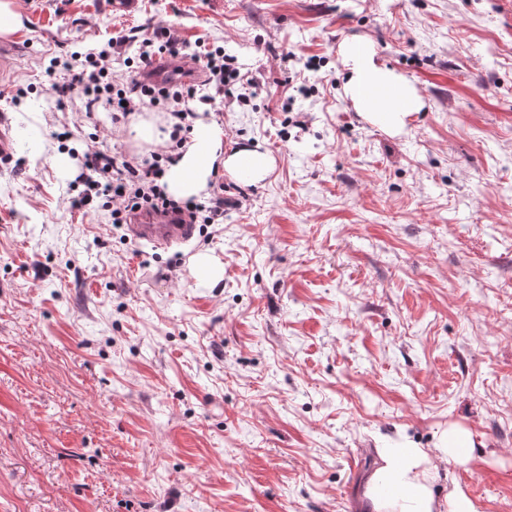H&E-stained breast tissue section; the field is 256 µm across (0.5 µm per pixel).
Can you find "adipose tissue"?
I'll return each instance as SVG.
<instances>
[{
    "label": "adipose tissue",
    "mask_w": 512,
    "mask_h": 512,
    "mask_svg": "<svg viewBox=\"0 0 512 512\" xmlns=\"http://www.w3.org/2000/svg\"><path fill=\"white\" fill-rule=\"evenodd\" d=\"M340 55L349 72L346 94L365 120L398 133L408 117L423 109L416 87L381 65L372 44L358 37L347 39ZM270 167L269 156L254 148L225 155L221 129L200 121L190 142L184 144L179 158L167 170L166 190L178 198L197 197L218 169L259 180ZM427 460V453L420 448L387 449L367 491L372 512H477L472 500L460 491L449 495L447 505H440L432 492Z\"/></svg>",
    "instance_id": "adipose-tissue-1"
}]
</instances>
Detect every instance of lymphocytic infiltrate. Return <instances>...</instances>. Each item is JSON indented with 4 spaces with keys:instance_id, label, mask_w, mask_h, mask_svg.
<instances>
[{
    "instance_id": "obj_1",
    "label": "lymphocytic infiltrate",
    "mask_w": 512,
    "mask_h": 512,
    "mask_svg": "<svg viewBox=\"0 0 512 512\" xmlns=\"http://www.w3.org/2000/svg\"><path fill=\"white\" fill-rule=\"evenodd\" d=\"M142 46V67L160 60L180 62L184 44L164 27L144 29L138 37ZM127 43L113 39L109 49L86 54L83 63L54 60L50 71L55 77L54 93L62 99L81 100L85 111L97 109L129 115L152 107L175 118L176 132L187 134L197 118V104L220 111L224 88L229 84L250 86L251 81L235 67L222 50H204L193 54L192 61L207 74L208 93H200L194 84L177 80L153 83L142 80L140 69L119 72L112 67V56ZM173 159L171 149L151 152L147 157L126 159L109 146L93 143L82 153V190L72 197L76 209L100 208L112 224H124L132 214L146 211L174 215L191 224H220L224 221V188L214 187L201 200H178L169 196L161 180Z\"/></svg>"
}]
</instances>
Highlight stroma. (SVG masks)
I'll list each match as a JSON object with an SVG mask.
<instances>
[{"instance_id": "1", "label": "stroma", "mask_w": 512, "mask_h": 512, "mask_svg": "<svg viewBox=\"0 0 512 512\" xmlns=\"http://www.w3.org/2000/svg\"><path fill=\"white\" fill-rule=\"evenodd\" d=\"M0 36V512H369L389 448L467 429L432 485L512 512V0H15ZM164 26L223 48L203 118L259 181L170 249L70 206L73 150L148 153L56 97V56ZM358 35L425 106L344 93ZM24 94L10 104L16 89ZM69 128L57 140L50 128ZM206 252L209 285L190 260ZM194 266L196 272L205 282L215 283L222 279L223 267L207 253L196 255ZM468 448H472L470 434L467 430L450 426L436 448L443 459L449 461H462L468 458Z\"/></svg>"}]
</instances>
